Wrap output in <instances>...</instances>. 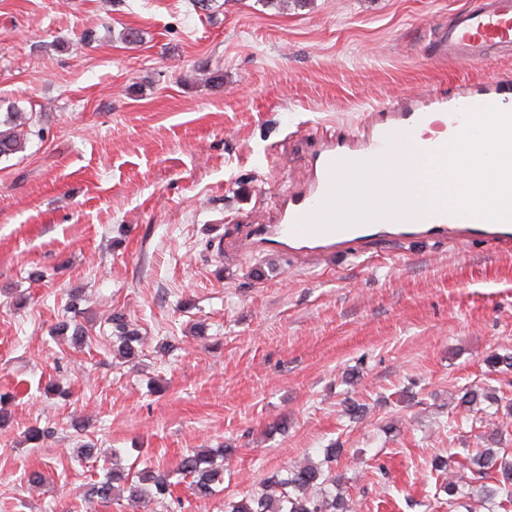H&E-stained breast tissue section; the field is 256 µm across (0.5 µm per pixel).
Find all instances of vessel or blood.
Masks as SVG:
<instances>
[{
    "label": "vessel or blood",
    "mask_w": 512,
    "mask_h": 512,
    "mask_svg": "<svg viewBox=\"0 0 512 512\" xmlns=\"http://www.w3.org/2000/svg\"><path fill=\"white\" fill-rule=\"evenodd\" d=\"M437 56L483 60L512 51V0H473L433 41ZM444 115L458 132L457 150L470 164L495 167V189L512 195V154L500 142L512 132V75L503 73L448 94H434L376 116L367 134L318 144L309 185L285 202L278 223L239 226L233 251L249 257L275 251L293 260L347 252L363 256L376 239L444 244L478 241L512 253V208L474 215L468 196L452 206H428L417 190L422 165L436 166L447 146L417 143L414 129ZM354 177L358 187L346 186Z\"/></svg>",
    "instance_id": "b4317fda"
}]
</instances>
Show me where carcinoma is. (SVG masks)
<instances>
[{"label": "carcinoma", "mask_w": 512, "mask_h": 512, "mask_svg": "<svg viewBox=\"0 0 512 512\" xmlns=\"http://www.w3.org/2000/svg\"><path fill=\"white\" fill-rule=\"evenodd\" d=\"M28 118L21 112L10 114L0 128V159L8 158L25 147L24 134L18 128L26 125ZM115 341L113 351L120 359H130L138 352L136 344L140 336L134 324L123 313L112 316ZM488 372L512 371V353L493 352L485 358ZM502 398L484 389L467 391L461 404L467 411L480 412L478 406L488 404L492 411H483L478 421L484 427L496 425L500 408H505L512 416V402L501 405ZM233 449L217 447L204 448L180 457L174 472L190 479L189 487L198 499H208L215 495L218 485L224 482V461L228 460ZM342 449L331 445L323 449L324 458L320 462L299 461L287 467L286 474L276 472L260 483V488L229 504V512H351L344 491L342 477L326 473L323 465L340 456ZM470 475L448 480L444 491L448 503L469 494L473 484H479L482 498L490 502L492 512H509L512 508V457L500 454V450L490 447L474 449L469 454ZM170 471L154 465H145L134 474L125 472L112 464L105 469L103 477L88 489L85 500H110L116 492H128L127 500L134 503L157 501L166 504L169 512H177L181 502L172 497Z\"/></svg>", "instance_id": "cac0c4a2"}]
</instances>
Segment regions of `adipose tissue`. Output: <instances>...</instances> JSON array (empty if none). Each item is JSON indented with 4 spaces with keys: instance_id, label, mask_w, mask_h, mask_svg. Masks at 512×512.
Wrapping results in <instances>:
<instances>
[{
    "instance_id": "ef3b65f1",
    "label": "adipose tissue",
    "mask_w": 512,
    "mask_h": 512,
    "mask_svg": "<svg viewBox=\"0 0 512 512\" xmlns=\"http://www.w3.org/2000/svg\"><path fill=\"white\" fill-rule=\"evenodd\" d=\"M495 177L494 169L469 168L466 161L452 150L441 161L439 172L427 173L418 189L431 204L452 203L459 190L464 189L476 198L480 207L492 209L507 203L506 198L492 190Z\"/></svg>"
}]
</instances>
